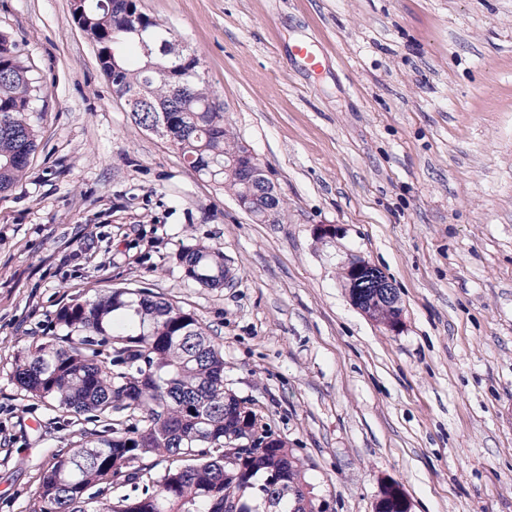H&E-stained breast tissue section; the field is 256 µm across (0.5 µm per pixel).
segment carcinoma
Here are the masks:
<instances>
[{"instance_id": "carcinoma-1", "label": "carcinoma", "mask_w": 512, "mask_h": 512, "mask_svg": "<svg viewBox=\"0 0 512 512\" xmlns=\"http://www.w3.org/2000/svg\"><path fill=\"white\" fill-rule=\"evenodd\" d=\"M124 6L83 0V21L111 83L127 93L147 90L149 103H127L133 121L146 127L165 115L170 143L189 167L236 200L255 196V219L279 222L281 198L258 194L235 169L244 145L198 59L169 58L164 45L173 31L150 16L136 31L118 18ZM170 69L185 74L183 89H175ZM41 95L32 68L0 33V193L28 173ZM177 259L199 285L224 286L220 250L188 245ZM13 377L27 397L101 424L46 469L33 512H225L226 500L233 512H264L268 500L281 512H314L305 503L304 466L288 442L245 448L237 467L224 466L226 433L260 429L271 437L272 428L224 384V355L200 319L150 288H109L62 305L51 336L18 352ZM149 458L168 465L154 476ZM115 486L130 492L106 496Z\"/></svg>"}]
</instances>
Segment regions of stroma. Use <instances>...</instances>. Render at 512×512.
I'll return each mask as SVG.
<instances>
[{"label": "stroma", "instance_id": "35a3bbf8", "mask_svg": "<svg viewBox=\"0 0 512 512\" xmlns=\"http://www.w3.org/2000/svg\"><path fill=\"white\" fill-rule=\"evenodd\" d=\"M139 6L199 59L285 217L256 221L133 122L71 0H0L42 87L31 173L0 194V512H32L87 427L25 396L18 350L70 299L136 285L209 327L318 512H372L385 481L412 512H512V0ZM195 244L233 282L188 279ZM359 258L395 284L400 332L350 302ZM177 259L186 277L206 288L224 286V254L204 245L182 247ZM226 271V269H225Z\"/></svg>", "mask_w": 512, "mask_h": 512}]
</instances>
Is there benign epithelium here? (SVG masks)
I'll return each instance as SVG.
<instances>
[{
  "label": "benign epithelium",
  "instance_id": "7a95c632",
  "mask_svg": "<svg viewBox=\"0 0 512 512\" xmlns=\"http://www.w3.org/2000/svg\"><path fill=\"white\" fill-rule=\"evenodd\" d=\"M237 169L243 178L258 180L265 178V170L251 152H244ZM343 283L352 304L368 319L376 321L375 308L389 310V318L382 323L387 330L397 333L404 324V307L392 281L376 266L366 260H355L344 266ZM373 512H411L410 500L396 481L381 485Z\"/></svg>",
  "mask_w": 512,
  "mask_h": 512
}]
</instances>
